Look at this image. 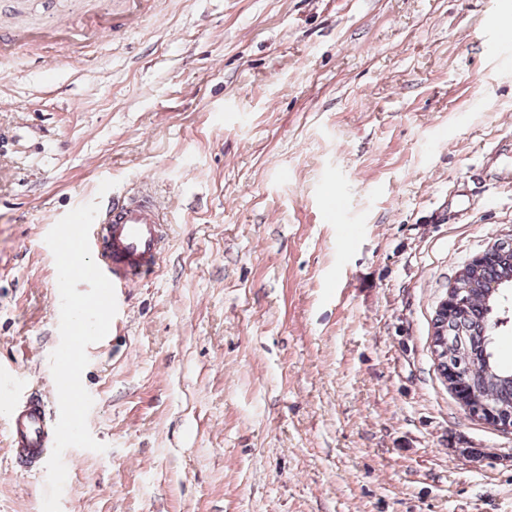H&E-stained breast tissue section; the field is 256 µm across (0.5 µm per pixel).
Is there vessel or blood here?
Instances as JSON below:
<instances>
[{"label": "vessel or blood", "mask_w": 512, "mask_h": 512, "mask_svg": "<svg viewBox=\"0 0 512 512\" xmlns=\"http://www.w3.org/2000/svg\"><path fill=\"white\" fill-rule=\"evenodd\" d=\"M89 235L98 266L114 288L149 277L165 241L167 209L148 188L108 194L101 201ZM54 417L43 399L27 401L10 411L9 437L14 468L37 471L51 450Z\"/></svg>", "instance_id": "obj_1"}]
</instances>
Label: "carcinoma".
Here are the masks:
<instances>
[{"mask_svg": "<svg viewBox=\"0 0 512 512\" xmlns=\"http://www.w3.org/2000/svg\"><path fill=\"white\" fill-rule=\"evenodd\" d=\"M495 265L492 275L480 264L456 279L465 305L441 319L446 349L441 367L463 405L486 401L512 411V367L499 363L491 329L492 318L512 302V243L497 246Z\"/></svg>", "mask_w": 512, "mask_h": 512, "instance_id": "obj_1", "label": "carcinoma"}]
</instances>
